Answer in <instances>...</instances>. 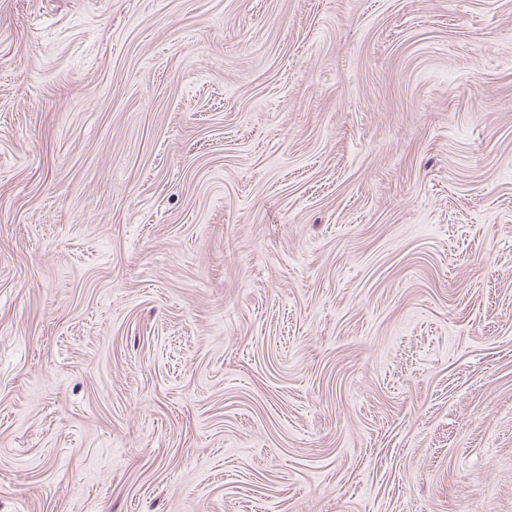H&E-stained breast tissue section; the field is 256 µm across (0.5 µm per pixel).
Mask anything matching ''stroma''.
Segmentation results:
<instances>
[{
  "instance_id": "obj_1",
  "label": "stroma",
  "mask_w": 512,
  "mask_h": 512,
  "mask_svg": "<svg viewBox=\"0 0 512 512\" xmlns=\"http://www.w3.org/2000/svg\"><path fill=\"white\" fill-rule=\"evenodd\" d=\"M0 512H512V0H0Z\"/></svg>"
}]
</instances>
